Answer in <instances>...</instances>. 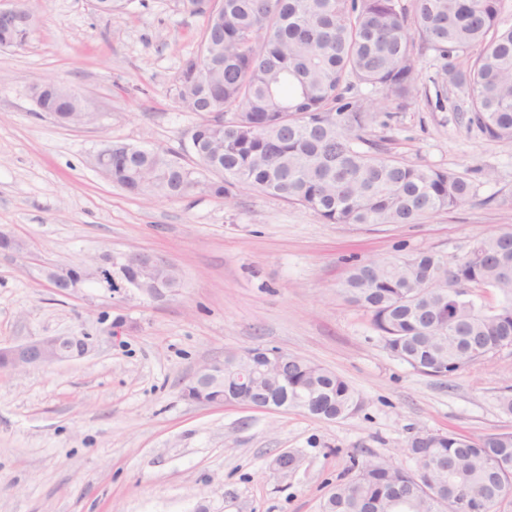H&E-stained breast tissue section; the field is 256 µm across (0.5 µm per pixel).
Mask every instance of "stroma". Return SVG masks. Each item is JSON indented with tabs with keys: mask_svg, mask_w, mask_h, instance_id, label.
Returning <instances> with one entry per match:
<instances>
[{
	"mask_svg": "<svg viewBox=\"0 0 512 512\" xmlns=\"http://www.w3.org/2000/svg\"><path fill=\"white\" fill-rule=\"evenodd\" d=\"M23 47L0 48V230L25 245L0 255V345L81 330L96 351L73 364L0 369V512H319L348 481L350 456L408 464L418 433L512 431L498 398L512 349L439 379L393 357L369 316L340 291L352 263L434 251L455 261L512 225V140L467 128L465 102L383 101L392 119L368 136L413 165L469 175L473 202L416 224H330L249 188L217 198L134 196L97 170L108 141L163 151L196 167L190 137L206 115L178 99L203 15L180 0H29ZM77 89L96 118L65 126L36 87ZM137 250L175 263L183 286L164 301L88 282L54 292L49 270ZM120 322L109 335L111 322ZM277 348L343 377L362 401L326 421L299 408L261 410L186 399L197 369L225 354ZM284 450L296 470L276 474Z\"/></svg>",
	"mask_w": 512,
	"mask_h": 512,
	"instance_id": "1",
	"label": "stroma"
}]
</instances>
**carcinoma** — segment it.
Masks as SVG:
<instances>
[{
	"label": "carcinoma",
	"instance_id": "cac0c4a2",
	"mask_svg": "<svg viewBox=\"0 0 512 512\" xmlns=\"http://www.w3.org/2000/svg\"><path fill=\"white\" fill-rule=\"evenodd\" d=\"M207 17L199 50L184 63L179 96L193 112H222L192 151L221 166L213 193L235 185L301 205L333 224H415L471 201V180L455 171L410 165L366 137L381 113L355 94L361 84L385 98L418 92L420 38L441 61L429 81L436 104L448 86L468 100L467 125L512 140V24L503 0H180ZM196 171L158 151L115 142L112 183L133 195L184 197ZM466 282L494 291L495 306L453 291ZM365 311L390 353L413 370L450 378L512 343V227L475 242L453 267L422 251L400 261L355 265L341 284ZM288 405L344 418L361 400L334 372L294 356ZM413 466L359 462L331 486L319 512H454V491L470 512H495L512 489V432L479 438L414 436Z\"/></svg>",
	"mask_w": 512,
	"mask_h": 512
}]
</instances>
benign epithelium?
Returning <instances> with one entry per match:
<instances>
[{"mask_svg":"<svg viewBox=\"0 0 512 512\" xmlns=\"http://www.w3.org/2000/svg\"><path fill=\"white\" fill-rule=\"evenodd\" d=\"M33 17L25 7V0H9V6H0V29L30 32ZM48 95H55L67 101H75L82 105L78 117L71 122L73 126H79L90 120L92 113L88 112V106L83 96L75 89L62 86L58 83L52 85L42 84L35 89L37 105H42V100ZM99 170L107 177L112 178V144L107 143L99 151L96 157ZM105 262L124 275V286L134 288L143 295L162 300L172 292V288L160 287L156 282L157 271L164 268L169 272L172 280L179 279L178 268L166 258L143 251H128L120 255H110ZM103 267L90 269L83 264L69 267L62 271L48 272V279L56 292L68 295L84 282L95 278L102 280ZM97 347L95 337L82 331H68L65 333L44 336L31 339L27 342L0 347V359L6 367L14 370L25 369L41 365H53L82 360L92 355ZM288 354L278 349H251L241 355L228 357L232 363L247 368L255 364L261 366L264 371L276 367L281 376H287ZM223 361H215L201 367L193 376L186 396L203 402H211L205 396V389L212 383L224 379ZM221 405H243L258 409H274L271 399L261 395L258 391L244 388L237 396H227L219 401ZM297 459L289 452L280 453L273 461L274 471L286 475L296 469Z\"/></svg>","mask_w":512,"mask_h":512,"instance_id":"benign-epithelium-1","label":"benign epithelium"}]
</instances>
